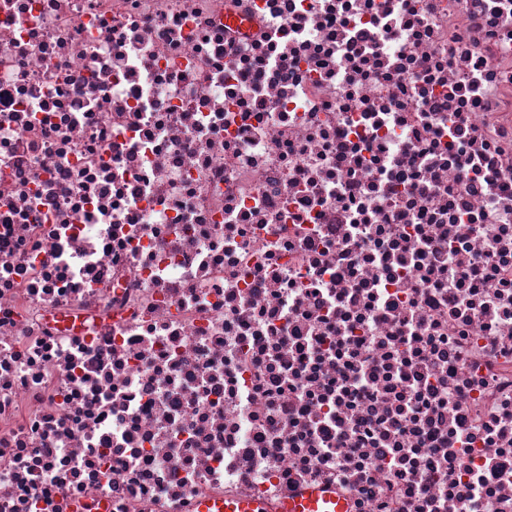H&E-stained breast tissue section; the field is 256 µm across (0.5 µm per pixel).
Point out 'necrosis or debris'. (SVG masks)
Returning <instances> with one entry per match:
<instances>
[{
	"instance_id": "necrosis-or-debris-1",
	"label": "necrosis or debris",
	"mask_w": 512,
	"mask_h": 512,
	"mask_svg": "<svg viewBox=\"0 0 512 512\" xmlns=\"http://www.w3.org/2000/svg\"><path fill=\"white\" fill-rule=\"evenodd\" d=\"M512 512V0H0V512ZM194 512H347L344 501L336 493L322 491L320 488L306 489L299 496L280 502L277 508H271L267 500L235 499L222 501L203 499L196 502Z\"/></svg>"
}]
</instances>
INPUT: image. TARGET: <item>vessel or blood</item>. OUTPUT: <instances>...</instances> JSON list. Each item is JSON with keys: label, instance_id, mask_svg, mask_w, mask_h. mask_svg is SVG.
<instances>
[{"label": "vessel or blood", "instance_id": "1", "mask_svg": "<svg viewBox=\"0 0 512 512\" xmlns=\"http://www.w3.org/2000/svg\"><path fill=\"white\" fill-rule=\"evenodd\" d=\"M194 512H347V507L335 493L309 488L281 501L275 508L262 499L222 501L208 498L196 502Z\"/></svg>", "mask_w": 512, "mask_h": 512}]
</instances>
